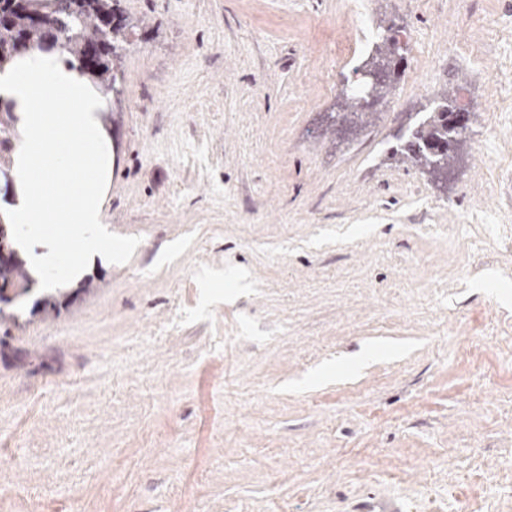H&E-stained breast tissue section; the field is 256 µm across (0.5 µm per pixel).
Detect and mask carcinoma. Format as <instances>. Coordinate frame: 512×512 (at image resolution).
I'll return each mask as SVG.
<instances>
[{"mask_svg": "<svg viewBox=\"0 0 512 512\" xmlns=\"http://www.w3.org/2000/svg\"><path fill=\"white\" fill-rule=\"evenodd\" d=\"M23 2L21 6L15 0H0V69L53 35L62 44L60 52L68 54L91 79L102 85H116L123 27L115 25L110 34L103 31L108 20H116L113 0H49L48 9L41 7L43 0ZM91 47L95 48L92 57ZM460 136L462 132L448 126V109L433 112L416 130L406 157L431 173L446 171L454 162L450 142ZM0 284L19 287L24 294L31 290V281L16 263L0 265Z\"/></svg>", "mask_w": 512, "mask_h": 512, "instance_id": "1", "label": "carcinoma"}]
</instances>
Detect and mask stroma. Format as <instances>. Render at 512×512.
I'll use <instances>...</instances> for the list:
<instances>
[{
    "instance_id": "stroma-1",
    "label": "stroma",
    "mask_w": 512,
    "mask_h": 512,
    "mask_svg": "<svg viewBox=\"0 0 512 512\" xmlns=\"http://www.w3.org/2000/svg\"><path fill=\"white\" fill-rule=\"evenodd\" d=\"M351 2L117 0L137 249L54 283L16 248L0 512H512V0ZM364 19L396 51L357 110ZM445 105L438 179L405 147Z\"/></svg>"
}]
</instances>
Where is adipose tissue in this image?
<instances>
[{
    "instance_id": "1",
    "label": "adipose tissue",
    "mask_w": 512,
    "mask_h": 512,
    "mask_svg": "<svg viewBox=\"0 0 512 512\" xmlns=\"http://www.w3.org/2000/svg\"><path fill=\"white\" fill-rule=\"evenodd\" d=\"M0 100L19 118L10 164L20 186L18 203L0 220L25 238L68 225L60 254L37 259L49 279H66L85 258L112 250L100 232L112 171L101 119L107 99L67 56L36 47L0 70Z\"/></svg>"
}]
</instances>
